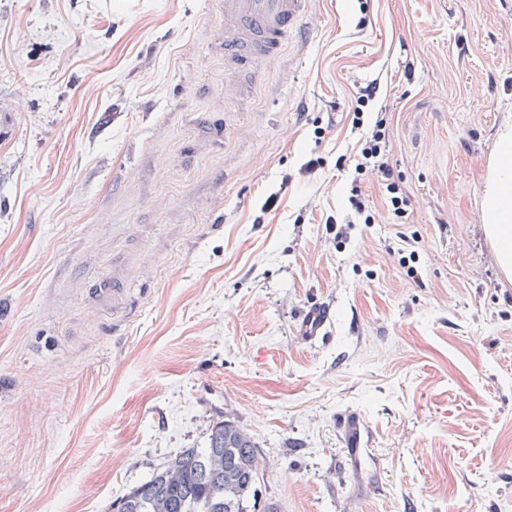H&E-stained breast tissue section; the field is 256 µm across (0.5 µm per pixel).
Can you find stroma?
<instances>
[{
  "label": "stroma",
  "instance_id": "1",
  "mask_svg": "<svg viewBox=\"0 0 512 512\" xmlns=\"http://www.w3.org/2000/svg\"><path fill=\"white\" fill-rule=\"evenodd\" d=\"M306 21L228 99L220 0H0V512H110L225 415L282 512H512V278L482 210L512 0H310ZM372 79L412 211L342 245ZM379 82L373 79L356 86V94L354 96L355 105L352 107V130L362 129L363 115L365 112H373L372 106L377 98ZM361 125V128H359ZM329 312V308L323 304H316L302 314L301 329L306 339L311 341L320 336H324L329 319ZM342 427L347 439V446L352 450V456L359 459L366 442L364 439V429L361 426L357 414L349 413L342 417Z\"/></svg>",
  "mask_w": 512,
  "mask_h": 512
}]
</instances>
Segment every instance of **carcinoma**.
<instances>
[{"label":"carcinoma","instance_id":"cac0c4a2","mask_svg":"<svg viewBox=\"0 0 512 512\" xmlns=\"http://www.w3.org/2000/svg\"><path fill=\"white\" fill-rule=\"evenodd\" d=\"M258 446L233 421L215 422L203 448H180L125 496V512H251Z\"/></svg>","mask_w":512,"mask_h":512}]
</instances>
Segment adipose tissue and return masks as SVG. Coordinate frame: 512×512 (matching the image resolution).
<instances>
[{"instance_id": "1", "label": "adipose tissue", "mask_w": 512, "mask_h": 512, "mask_svg": "<svg viewBox=\"0 0 512 512\" xmlns=\"http://www.w3.org/2000/svg\"><path fill=\"white\" fill-rule=\"evenodd\" d=\"M485 231L499 265L512 275V130H505L483 191Z\"/></svg>"}]
</instances>
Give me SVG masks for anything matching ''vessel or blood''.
<instances>
[{
  "label": "vessel or blood",
  "mask_w": 512,
  "mask_h": 512,
  "mask_svg": "<svg viewBox=\"0 0 512 512\" xmlns=\"http://www.w3.org/2000/svg\"><path fill=\"white\" fill-rule=\"evenodd\" d=\"M308 0H224V68L231 74L256 78L261 64L276 60L286 44L301 39ZM329 319L326 306L316 304L301 316L306 339L323 336ZM347 446L360 457L366 446L357 414L342 418Z\"/></svg>",
  "instance_id": "b4317fda"
}]
</instances>
